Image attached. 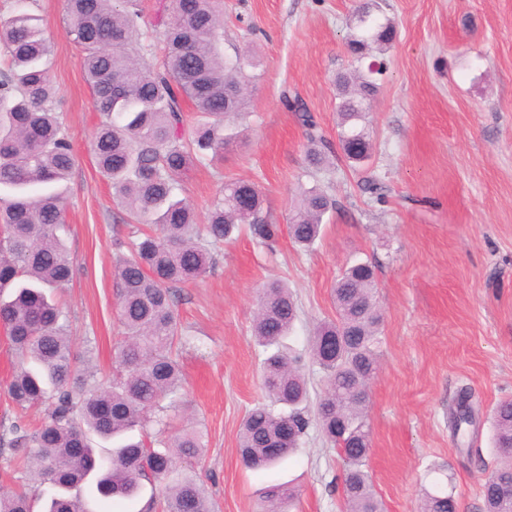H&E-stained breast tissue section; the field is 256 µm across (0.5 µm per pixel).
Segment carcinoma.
<instances>
[{"mask_svg": "<svg viewBox=\"0 0 512 512\" xmlns=\"http://www.w3.org/2000/svg\"><path fill=\"white\" fill-rule=\"evenodd\" d=\"M33 0H16L0 17V327L18 358L9 396L19 414L42 404L40 424L20 421L9 430V445L22 453L34 484L47 486L46 512H95L90 501L71 494L93 472V493L104 500L128 498L144 481L162 487L163 512H217L197 475L178 461L198 458L204 443L184 428L159 450L128 436L160 423L157 413L180 408L182 370L177 345L181 329L173 286L194 282L212 267L209 247L247 224L264 241L279 225L264 211L259 187L245 179L224 182L221 195L199 224L184 196V180L198 163L218 160L237 137L231 126L245 108V68L252 58L224 55V0H171L164 27L162 59L150 63L155 45L145 31L137 0H65L67 33L83 52L92 107L105 120L93 151L114 197L135 223L132 256L115 273L119 320L116 376L106 381L80 363L62 307L48 290L65 286L73 262L61 231L64 200L74 164L73 144L55 110L51 45ZM386 22L361 9L349 41L357 66L336 78L340 102L338 145L351 162L368 160L371 143L362 123L385 63L367 53L393 39ZM197 114L186 129L185 107ZM299 111V108H294ZM301 112V111H299ZM308 160L319 165L332 150L316 122L301 112ZM332 202L318 187L306 189L288 225L300 247L318 238ZM337 318L321 323L311 346L326 389L315 417L306 410L308 390L299 360L284 351L297 316L288 284L262 288L254 336L271 350L262 366V389L271 399L244 416L240 455L250 469L274 466L294 454L311 421L340 450L346 512H384L375 496L367 459L370 450L366 393L377 370L382 317L374 273L354 262L331 288ZM168 406H163V401ZM471 394L458 393L450 411L454 433L474 422ZM499 461L481 484L485 512H512V400L495 408ZM295 493L273 485L261 493V512H283ZM23 489L0 493V512H33ZM418 512H458L454 495L437 487L424 491Z\"/></svg>", "mask_w": 512, "mask_h": 512, "instance_id": "carcinoma-1", "label": "carcinoma"}]
</instances>
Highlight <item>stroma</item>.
<instances>
[{"label":"stroma","instance_id":"35a3bbf8","mask_svg":"<svg viewBox=\"0 0 512 512\" xmlns=\"http://www.w3.org/2000/svg\"><path fill=\"white\" fill-rule=\"evenodd\" d=\"M371 4L396 29L365 124L372 156L361 168L340 156L314 168L287 102L303 103L336 142V77L353 62L356 12ZM33 12L52 46L57 110L75 154L65 202L73 277L60 300L75 351L109 375L122 338L115 271L133 227L95 163L101 116L64 29V0H37ZM245 50L260 65L247 72L240 136L223 160L192 170L188 199L205 215L225 179L242 178L259 185L280 225L311 186L333 206L311 247L284 232L268 246L244 225L204 277L177 286L183 409L169 414L166 436L189 422L201 431L205 452L183 468L201 476L221 512H256L273 484L294 490L288 512H344L342 463L317 424L269 470L245 469L238 443L243 417L266 400L253 335L261 289L280 279L293 293L289 343L314 402L325 381L311 338L335 318L330 289L359 258L373 267L382 313L367 398L374 488L387 512H415L422 488L436 483L459 512H482L481 467L498 460L493 411L512 399V0H224V51ZM463 389L475 420L455 434L449 414Z\"/></svg>","mask_w":512,"mask_h":512}]
</instances>
